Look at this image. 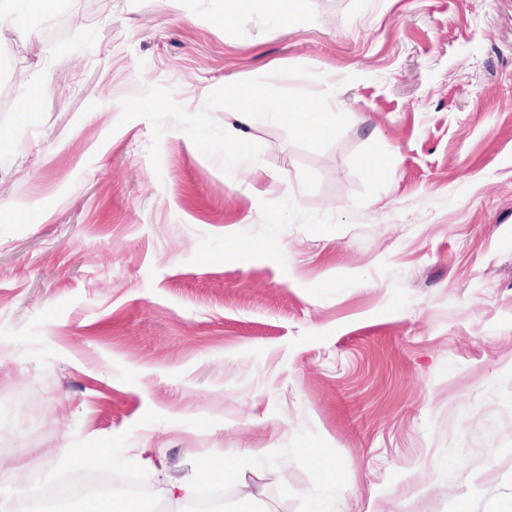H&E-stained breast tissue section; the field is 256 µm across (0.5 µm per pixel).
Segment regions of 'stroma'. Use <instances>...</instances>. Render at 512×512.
I'll return each instance as SVG.
<instances>
[{"label":"stroma","mask_w":512,"mask_h":512,"mask_svg":"<svg viewBox=\"0 0 512 512\" xmlns=\"http://www.w3.org/2000/svg\"><path fill=\"white\" fill-rule=\"evenodd\" d=\"M62 4L0 21V503L94 446L162 512L236 454L268 512H512V0ZM267 75L358 119L314 152L217 110L262 147L230 176L119 121Z\"/></svg>","instance_id":"1"}]
</instances>
